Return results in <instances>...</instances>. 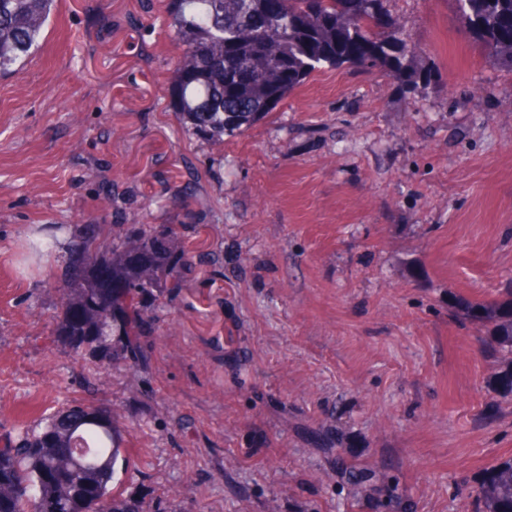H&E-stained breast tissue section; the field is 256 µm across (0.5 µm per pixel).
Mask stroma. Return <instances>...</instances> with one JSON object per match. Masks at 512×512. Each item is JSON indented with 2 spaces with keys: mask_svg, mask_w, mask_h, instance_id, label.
<instances>
[{
  "mask_svg": "<svg viewBox=\"0 0 512 512\" xmlns=\"http://www.w3.org/2000/svg\"><path fill=\"white\" fill-rule=\"evenodd\" d=\"M168 2L60 0L0 79V441L109 407L139 512H337L314 440L340 434L412 512H472L512 397L450 299L512 282V73L453 0H388L408 77L324 68L207 142L170 108ZM133 224L193 267L141 300L142 363L103 370L58 337V290L81 229Z\"/></svg>",
  "mask_w": 512,
  "mask_h": 512,
  "instance_id": "1",
  "label": "stroma"
}]
</instances>
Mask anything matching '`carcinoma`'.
Returning a JSON list of instances; mask_svg holds the SVG:
<instances>
[{"instance_id":"1","label":"carcinoma","mask_w":512,"mask_h":512,"mask_svg":"<svg viewBox=\"0 0 512 512\" xmlns=\"http://www.w3.org/2000/svg\"><path fill=\"white\" fill-rule=\"evenodd\" d=\"M485 55L512 71V0H455ZM58 0H0V78L19 73L40 49ZM170 22L182 53L170 88L183 125L210 141L242 133L266 117L288 94L326 66L407 75L398 52L404 39L384 0H170ZM139 253L161 265H143L121 240L113 263L101 243L82 239L87 262L74 267L61 289L57 332L77 352L103 359H137L134 329L142 320L136 298L157 287L162 270L179 282L187 259L141 225L132 232ZM454 308L486 328L504 365L497 388L512 396V287L493 299L454 298ZM111 411L88 407L78 419L61 407L22 427L0 448V512H127L115 490L123 436L101 419ZM352 444L336 439V474L343 483L365 482L350 459ZM91 450L97 468L73 472L63 449ZM42 484L38 495L29 487ZM377 506L403 508L395 479L373 490ZM475 512H512V458L489 464L473 490Z\"/></svg>"}]
</instances>
